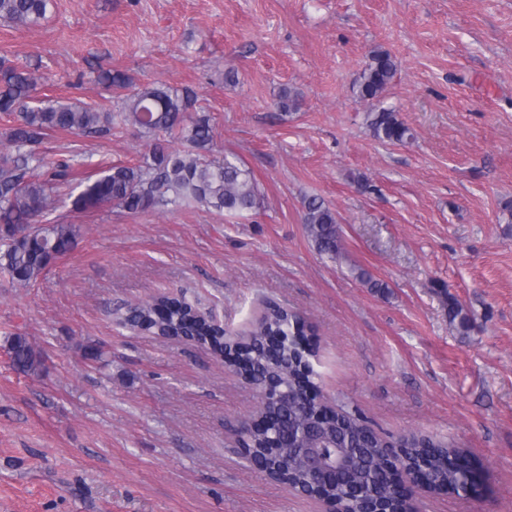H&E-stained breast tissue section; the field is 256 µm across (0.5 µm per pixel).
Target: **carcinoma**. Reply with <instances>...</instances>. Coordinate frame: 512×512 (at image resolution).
Listing matches in <instances>:
<instances>
[{
    "mask_svg": "<svg viewBox=\"0 0 512 512\" xmlns=\"http://www.w3.org/2000/svg\"><path fill=\"white\" fill-rule=\"evenodd\" d=\"M54 8V0H0V19L21 28L43 21ZM398 71L396 60L384 50H375L356 83L357 98L371 107L369 127L373 137L384 142L404 144L412 139L410 128L391 108L378 106ZM100 84L114 90L129 87L130 79L121 71L98 74ZM39 76L24 66L0 68V112L16 114L14 124L5 131L7 146L0 151V274L19 286H31L46 273L51 263L77 244L74 224L51 221L47 215L58 202V185L75 172L74 163L62 160L48 165L40 145L51 132H66L99 138L111 133L114 120L129 125L149 140L148 152L135 165L114 164L94 180H86L73 200L80 211L115 208L129 213L198 207L208 212L244 217L261 207V195L252 172L236 158L222 161L206 158L214 145V128L204 111L196 107L197 94L163 85L145 84L121 98V109L112 114L99 112L79 103L62 104L38 98ZM179 142L184 148H172ZM301 223L317 251L330 256L338 252L340 227L336 211L319 196L304 197ZM452 324L468 332L470 317L455 304L448 307ZM119 322L155 336H188L207 345L214 354L224 346L235 347L244 360L242 370L262 387L272 384L288 391L291 403L284 410L274 403L271 414L288 413L316 423L330 434L345 431L355 436L359 461L336 481L316 488L321 497L351 504L356 499L395 509L387 496L381 471L387 449L405 444L400 462L406 466L422 464L432 484L453 487L459 477L449 467L451 457L461 450L430 437L389 440L361 427L355 414L332 412L321 416L305 407L304 388L314 382L301 378L296 369L303 362L298 345L288 342L266 345L273 334L306 335V324L293 312L271 307L244 341L224 343V329L182 296L160 295L135 307L117 310ZM13 364L33 373L40 367L28 340L20 335L9 339ZM247 444L269 464L271 475L298 489L311 487L306 464L294 448L272 446L270 434L254 432Z\"/></svg>",
    "mask_w": 512,
    "mask_h": 512,
    "instance_id": "obj_1",
    "label": "carcinoma"
}]
</instances>
